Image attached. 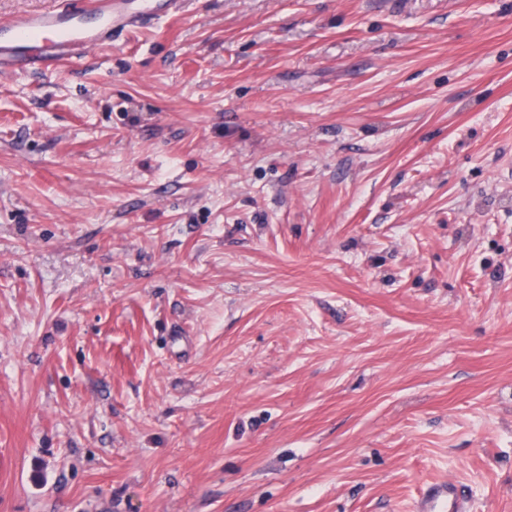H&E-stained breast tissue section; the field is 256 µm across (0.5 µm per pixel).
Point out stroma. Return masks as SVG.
Wrapping results in <instances>:
<instances>
[{"label": "stroma", "mask_w": 512, "mask_h": 512, "mask_svg": "<svg viewBox=\"0 0 512 512\" xmlns=\"http://www.w3.org/2000/svg\"><path fill=\"white\" fill-rule=\"evenodd\" d=\"M512 512V0H185L0 72V512ZM461 486L452 481L428 484L417 500V512H465L466 501Z\"/></svg>", "instance_id": "1"}]
</instances>
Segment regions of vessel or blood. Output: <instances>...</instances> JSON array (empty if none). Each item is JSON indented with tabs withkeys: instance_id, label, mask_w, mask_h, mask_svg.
Masks as SVG:
<instances>
[{
	"instance_id": "obj_1",
	"label": "vessel or blood",
	"mask_w": 512,
	"mask_h": 512,
	"mask_svg": "<svg viewBox=\"0 0 512 512\" xmlns=\"http://www.w3.org/2000/svg\"><path fill=\"white\" fill-rule=\"evenodd\" d=\"M64 0L62 7L0 22V66L48 67L67 54L111 46L133 29L158 22L182 0ZM461 486L452 481L428 484L416 512H465Z\"/></svg>"
}]
</instances>
